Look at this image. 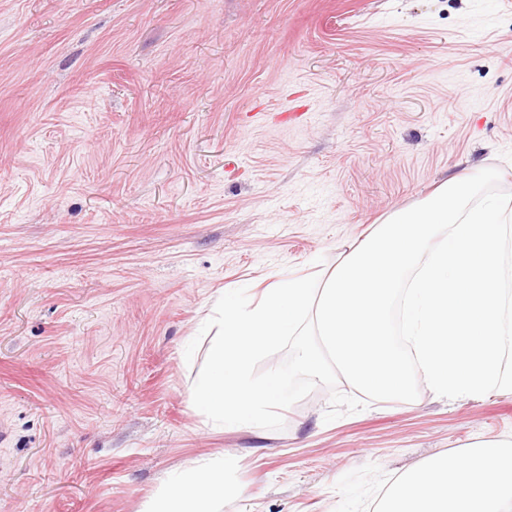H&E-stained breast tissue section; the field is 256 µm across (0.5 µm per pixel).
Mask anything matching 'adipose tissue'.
Masks as SVG:
<instances>
[{
	"label": "adipose tissue",
	"mask_w": 512,
	"mask_h": 512,
	"mask_svg": "<svg viewBox=\"0 0 512 512\" xmlns=\"http://www.w3.org/2000/svg\"><path fill=\"white\" fill-rule=\"evenodd\" d=\"M226 458L196 461L170 477L147 512H221ZM378 512H512V442L478 443L461 458L439 457L404 474Z\"/></svg>",
	"instance_id": "1"
}]
</instances>
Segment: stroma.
I'll return each instance as SVG.
<instances>
[{
	"label": "stroma",
	"mask_w": 512,
	"mask_h": 512,
	"mask_svg": "<svg viewBox=\"0 0 512 512\" xmlns=\"http://www.w3.org/2000/svg\"><path fill=\"white\" fill-rule=\"evenodd\" d=\"M512 193V0H0V512H143L229 456L223 512H372L512 442V391L206 426L226 292L326 277L445 179Z\"/></svg>",
	"instance_id": "1"
}]
</instances>
